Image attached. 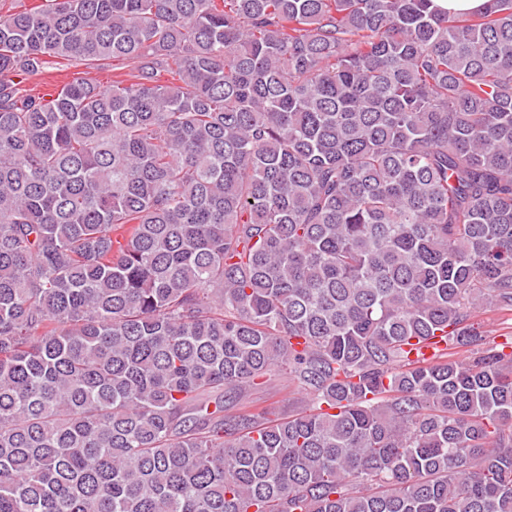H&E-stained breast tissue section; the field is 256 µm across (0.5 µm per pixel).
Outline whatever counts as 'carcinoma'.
<instances>
[{"label": "carcinoma", "instance_id": "1", "mask_svg": "<svg viewBox=\"0 0 512 512\" xmlns=\"http://www.w3.org/2000/svg\"><path fill=\"white\" fill-rule=\"evenodd\" d=\"M489 311L512 0L0 13V512H512ZM278 370L305 407L224 413Z\"/></svg>", "mask_w": 512, "mask_h": 512}]
</instances>
